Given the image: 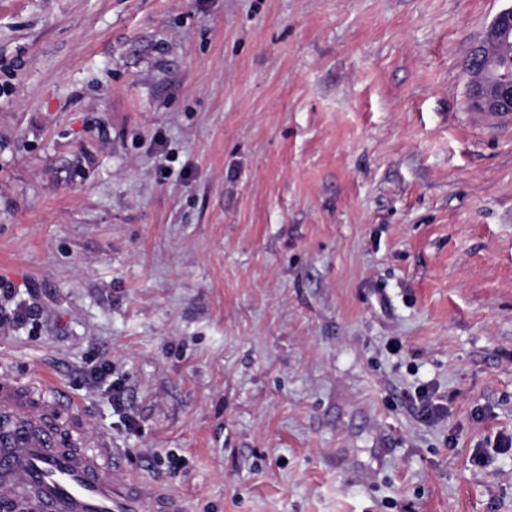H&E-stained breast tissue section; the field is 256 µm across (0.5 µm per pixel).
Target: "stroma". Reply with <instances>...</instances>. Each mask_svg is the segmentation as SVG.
<instances>
[{
	"instance_id": "obj_1",
	"label": "stroma",
	"mask_w": 512,
	"mask_h": 512,
	"mask_svg": "<svg viewBox=\"0 0 512 512\" xmlns=\"http://www.w3.org/2000/svg\"><path fill=\"white\" fill-rule=\"evenodd\" d=\"M505 6L0 0V377L187 512H512ZM467 91L475 117L489 125H510L512 114V2L491 22L465 65ZM482 112V113H476ZM17 288L0 278V333L18 325L24 320L35 322L40 315L37 307L18 299Z\"/></svg>"
}]
</instances>
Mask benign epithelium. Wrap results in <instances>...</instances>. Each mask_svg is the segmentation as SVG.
Listing matches in <instances>:
<instances>
[{
	"instance_id": "7a95c632",
	"label": "benign epithelium",
	"mask_w": 512,
	"mask_h": 512,
	"mask_svg": "<svg viewBox=\"0 0 512 512\" xmlns=\"http://www.w3.org/2000/svg\"><path fill=\"white\" fill-rule=\"evenodd\" d=\"M464 69L474 111L512 113V5L494 17Z\"/></svg>"
}]
</instances>
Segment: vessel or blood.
<instances>
[{"label": "vessel or blood", "instance_id": "obj_1", "mask_svg": "<svg viewBox=\"0 0 512 512\" xmlns=\"http://www.w3.org/2000/svg\"><path fill=\"white\" fill-rule=\"evenodd\" d=\"M53 383L0 381V512H184L178 494L126 472L104 433L74 436Z\"/></svg>", "mask_w": 512, "mask_h": 512}]
</instances>
